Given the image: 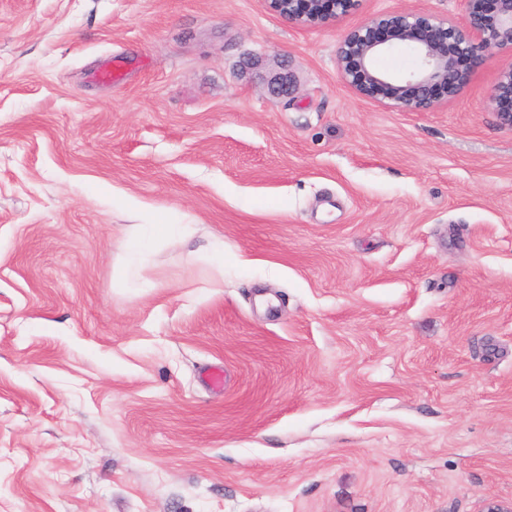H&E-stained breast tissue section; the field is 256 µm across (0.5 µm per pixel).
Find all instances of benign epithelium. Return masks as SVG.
Returning <instances> with one entry per match:
<instances>
[{
	"instance_id": "obj_1",
	"label": "benign epithelium",
	"mask_w": 512,
	"mask_h": 512,
	"mask_svg": "<svg viewBox=\"0 0 512 512\" xmlns=\"http://www.w3.org/2000/svg\"><path fill=\"white\" fill-rule=\"evenodd\" d=\"M358 0H266L267 7L289 23L318 27L336 20ZM461 20L442 19L423 12L382 14L365 19L340 40L337 63L342 80L359 95L403 112H426L455 98L465 80L459 60L482 59L497 51L512 50V0H497L491 16L481 10L482 0H462ZM411 42L417 67L402 78L377 67V59L401 43ZM512 99V62L504 66L491 92L494 106Z\"/></svg>"
}]
</instances>
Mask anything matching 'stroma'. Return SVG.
<instances>
[{
  "label": "stroma",
  "mask_w": 512,
  "mask_h": 512,
  "mask_svg": "<svg viewBox=\"0 0 512 512\" xmlns=\"http://www.w3.org/2000/svg\"><path fill=\"white\" fill-rule=\"evenodd\" d=\"M404 11L464 8L0 0V512L512 501V53L428 112L359 96L339 41ZM267 7L289 23L301 27H318L354 9L358 0H327L330 8L324 11V0H266ZM506 98L512 99V62L501 69L491 92L490 101L499 109V103ZM175 225L177 224H145V235L132 242L127 251V266L129 268L136 266L142 251L147 247L152 239L174 238Z\"/></svg>",
  "instance_id": "stroma-1"
}]
</instances>
